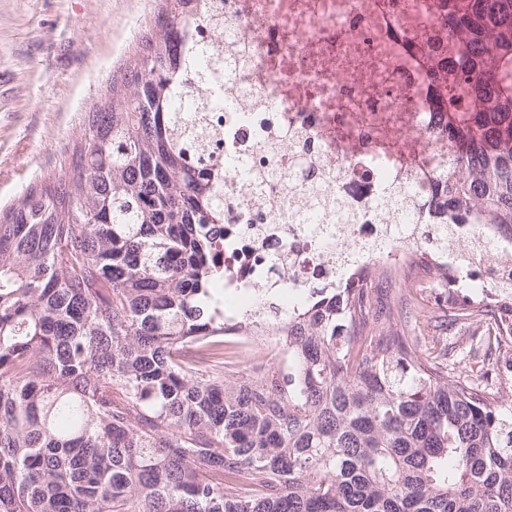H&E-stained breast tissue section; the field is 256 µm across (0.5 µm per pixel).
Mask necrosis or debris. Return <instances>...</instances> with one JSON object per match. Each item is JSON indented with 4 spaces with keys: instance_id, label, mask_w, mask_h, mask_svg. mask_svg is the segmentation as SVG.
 Returning a JSON list of instances; mask_svg holds the SVG:
<instances>
[{
    "instance_id": "1",
    "label": "necrosis or debris",
    "mask_w": 512,
    "mask_h": 512,
    "mask_svg": "<svg viewBox=\"0 0 512 512\" xmlns=\"http://www.w3.org/2000/svg\"><path fill=\"white\" fill-rule=\"evenodd\" d=\"M427 24L423 0H400L394 10L386 0H224L223 66L213 62V42L190 41L224 172L219 285L238 311L272 279L290 310L307 301L310 286H343L359 275L415 283L418 257L396 239L343 265L324 243L319 207L287 209L279 174L299 168L293 143L311 142L313 172L335 173L333 188L358 240L377 238L379 202L389 192L429 195L456 148L409 52L410 37ZM260 211L262 231L249 237ZM511 264L512 248L499 245L476 260L477 277L453 251L429 262L432 274L459 273L477 289L487 288V270Z\"/></svg>"
}]
</instances>
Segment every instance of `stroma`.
<instances>
[{"label":"stroma","mask_w":512,"mask_h":512,"mask_svg":"<svg viewBox=\"0 0 512 512\" xmlns=\"http://www.w3.org/2000/svg\"><path fill=\"white\" fill-rule=\"evenodd\" d=\"M159 0H0V209L68 171L84 113L110 92ZM416 328L447 337L448 375L512 397V366L475 351L450 324L442 286L410 294Z\"/></svg>","instance_id":"stroma-1"}]
</instances>
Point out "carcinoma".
Returning <instances> with one entry per match:
<instances>
[{
    "mask_svg": "<svg viewBox=\"0 0 512 512\" xmlns=\"http://www.w3.org/2000/svg\"><path fill=\"white\" fill-rule=\"evenodd\" d=\"M155 26L88 113L57 184L0 216V512H512V412L448 379V344L371 310L369 288H312L290 312L264 288L240 321L288 349L234 369L214 302L224 244L210 110L188 83L198 0ZM412 35L462 146L435 183L442 220L512 238V0H428ZM183 92L189 112L172 110ZM417 207L388 198L393 220ZM496 305L448 301L491 356L512 339Z\"/></svg>",
    "mask_w": 512,
    "mask_h": 512,
    "instance_id": "carcinoma-1",
    "label": "carcinoma"
}]
</instances>
